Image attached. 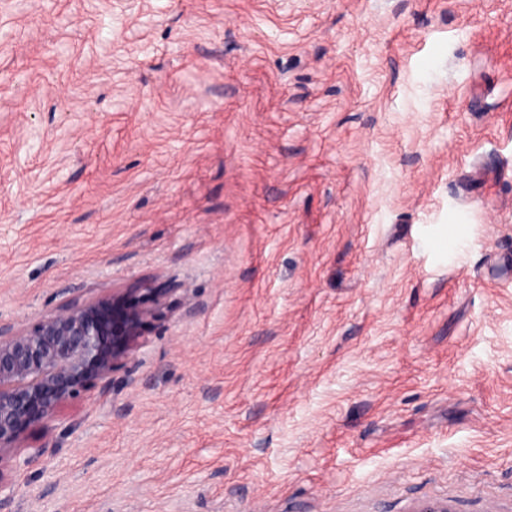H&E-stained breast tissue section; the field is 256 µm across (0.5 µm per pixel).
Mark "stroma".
Returning a JSON list of instances; mask_svg holds the SVG:
<instances>
[{
  "label": "stroma",
  "instance_id": "stroma-1",
  "mask_svg": "<svg viewBox=\"0 0 512 512\" xmlns=\"http://www.w3.org/2000/svg\"><path fill=\"white\" fill-rule=\"evenodd\" d=\"M512 0H0V323L167 289L0 512H512Z\"/></svg>",
  "mask_w": 512,
  "mask_h": 512
}]
</instances>
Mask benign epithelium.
I'll return each mask as SVG.
<instances>
[{"instance_id": "benign-epithelium-1", "label": "benign epithelium", "mask_w": 512, "mask_h": 512, "mask_svg": "<svg viewBox=\"0 0 512 512\" xmlns=\"http://www.w3.org/2000/svg\"><path fill=\"white\" fill-rule=\"evenodd\" d=\"M154 293L151 307L138 299ZM166 288L143 283L112 298L72 297L29 328L0 324V502L15 493L1 464L27 466L44 454L61 411L83 393L107 388L142 345L139 327L163 304Z\"/></svg>"}]
</instances>
